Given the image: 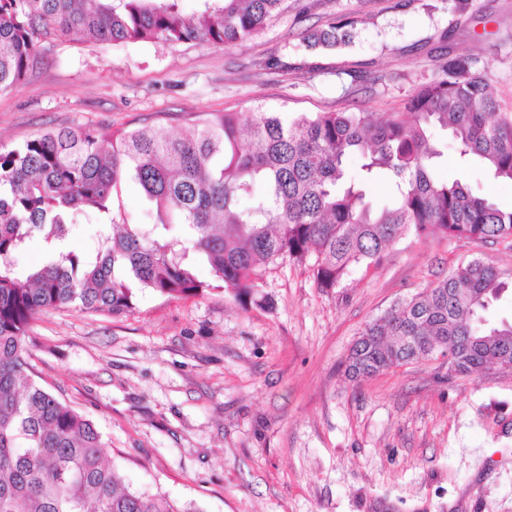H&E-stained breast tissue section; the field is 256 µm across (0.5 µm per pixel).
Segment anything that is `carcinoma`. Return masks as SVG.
<instances>
[{
	"label": "carcinoma",
	"instance_id": "obj_1",
	"mask_svg": "<svg viewBox=\"0 0 512 512\" xmlns=\"http://www.w3.org/2000/svg\"><path fill=\"white\" fill-rule=\"evenodd\" d=\"M183 2L0 0V93L41 69L40 41L50 35L230 47L258 36L284 0H196L191 14ZM351 25L331 21L295 48L345 47ZM490 75L477 56L447 59L379 123L369 112L256 107L196 115L187 134L163 125L60 129L0 151V512H183L132 488L105 462L93 423L32 378L26 338L37 314L73 306L120 316L137 288L173 298L221 287L242 298L257 287L259 267L286 259L315 258L318 286L334 288L409 232L477 245L512 238V209L435 173L446 133L461 164L512 184V112L491 92ZM351 156L361 161L355 173ZM381 177L393 196L379 207L365 185ZM127 181L153 223L114 214V192ZM78 212L123 231L76 251L68 224ZM35 236L41 260L20 269L16 257ZM201 263L211 280L199 277ZM506 276L480 258L458 266L367 323L345 372L370 378L446 344L462 376L512 358V322L488 316Z\"/></svg>",
	"mask_w": 512,
	"mask_h": 512
}]
</instances>
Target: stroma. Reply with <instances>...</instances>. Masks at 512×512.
Listing matches in <instances>:
<instances>
[{
    "label": "stroma",
    "instance_id": "1",
    "mask_svg": "<svg viewBox=\"0 0 512 512\" xmlns=\"http://www.w3.org/2000/svg\"><path fill=\"white\" fill-rule=\"evenodd\" d=\"M253 40L230 48L125 46L56 37L41 69L0 93V149L63 127L164 124L247 112L402 111L442 58L479 55L512 104V0H286ZM356 18L350 46L295 51L305 30ZM287 63V74L268 69ZM503 207L512 185L455 153L438 167ZM481 258L512 269V245L400 238L376 265L318 287L311 265L259 271L251 302L215 290L138 293L114 318L75 308L35 316L28 362L90 419L126 480L184 512H512V370L449 374L408 364L345 373L360 332L397 302Z\"/></svg>",
    "mask_w": 512,
    "mask_h": 512
}]
</instances>
